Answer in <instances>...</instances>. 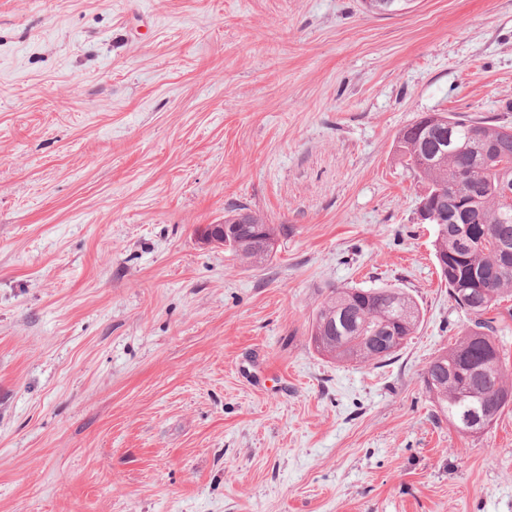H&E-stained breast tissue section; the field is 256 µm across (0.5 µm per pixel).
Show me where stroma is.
Instances as JSON below:
<instances>
[{
	"mask_svg": "<svg viewBox=\"0 0 512 512\" xmlns=\"http://www.w3.org/2000/svg\"><path fill=\"white\" fill-rule=\"evenodd\" d=\"M432 112L512 125V0H0V512H512V406L424 385ZM239 205L263 264L199 242ZM346 286L420 307L391 361L314 349Z\"/></svg>",
	"mask_w": 512,
	"mask_h": 512,
	"instance_id": "stroma-1",
	"label": "stroma"
}]
</instances>
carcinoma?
Masks as SVG:
<instances>
[{
    "mask_svg": "<svg viewBox=\"0 0 512 512\" xmlns=\"http://www.w3.org/2000/svg\"><path fill=\"white\" fill-rule=\"evenodd\" d=\"M397 151L418 175L420 201L448 212L437 225L434 254L448 295L470 316L455 345L424 375L437 416L468 434L478 412L493 423L512 404L496 332L499 305L512 297V132L482 119L427 113L402 129ZM224 245L262 263L276 251L280 226L235 208L224 215ZM416 302L398 288H336L313 313L311 340L338 363L391 360L415 332Z\"/></svg>",
    "mask_w": 512,
    "mask_h": 512,
    "instance_id": "carcinoma-1",
    "label": "carcinoma"
}]
</instances>
